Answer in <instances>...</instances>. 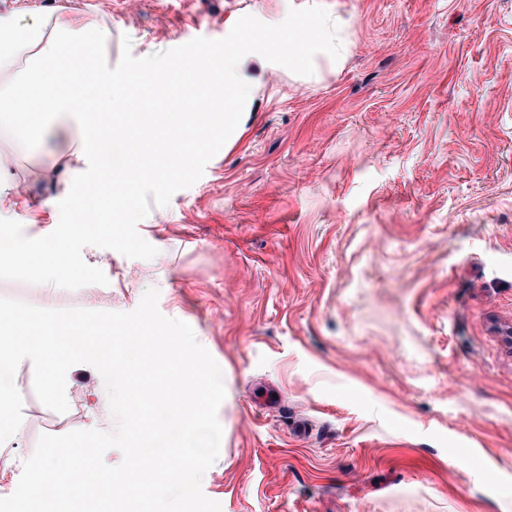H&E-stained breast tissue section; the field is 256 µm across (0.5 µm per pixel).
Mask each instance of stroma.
I'll list each match as a JSON object with an SVG mask.
<instances>
[{
  "label": "stroma",
  "mask_w": 512,
  "mask_h": 512,
  "mask_svg": "<svg viewBox=\"0 0 512 512\" xmlns=\"http://www.w3.org/2000/svg\"><path fill=\"white\" fill-rule=\"evenodd\" d=\"M359 20L343 65L259 74L243 133L138 225L150 260L84 247L108 285L0 281L41 308L129 312L148 289L223 372L220 451L202 491L221 512H512V0H326ZM277 0H0L27 25L63 12L142 58L221 39ZM0 124L7 211L38 238L87 164L82 118ZM51 208H44V201ZM14 384L23 422L0 446V498L41 435L97 419L102 376L73 370L69 409Z\"/></svg>",
  "instance_id": "35a3bbf8"
}]
</instances>
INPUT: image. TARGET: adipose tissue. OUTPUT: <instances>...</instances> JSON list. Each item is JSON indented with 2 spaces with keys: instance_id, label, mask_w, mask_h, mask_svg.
Wrapping results in <instances>:
<instances>
[{
  "instance_id": "adipose-tissue-1",
  "label": "adipose tissue",
  "mask_w": 512,
  "mask_h": 512,
  "mask_svg": "<svg viewBox=\"0 0 512 512\" xmlns=\"http://www.w3.org/2000/svg\"><path fill=\"white\" fill-rule=\"evenodd\" d=\"M280 11L268 32L269 46H288V66L302 70L319 44H326L330 59L343 63L348 52L345 33L354 17L326 11L322 0H279ZM110 36L109 30L76 28L64 15L50 21L19 26L0 16V71L8 73L0 83V117L11 119L22 112H86L111 108L112 100L102 93L103 79L87 61L59 69L61 49L74 44L91 50ZM269 46L251 49L231 44L224 50V67L216 69L198 60L184 80L200 112L201 125L195 138L198 147H209L232 139L241 130L240 114L250 98L252 70L266 69Z\"/></svg>"
}]
</instances>
